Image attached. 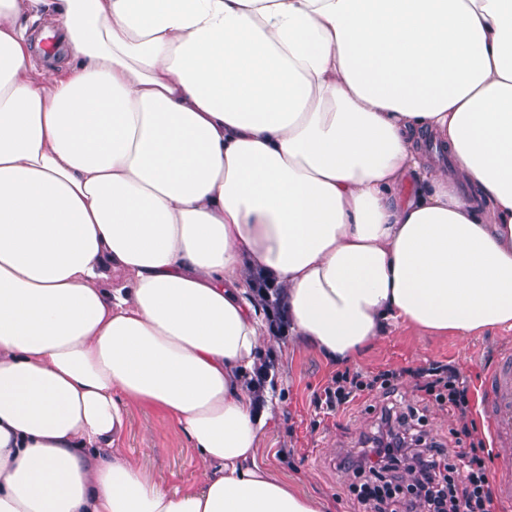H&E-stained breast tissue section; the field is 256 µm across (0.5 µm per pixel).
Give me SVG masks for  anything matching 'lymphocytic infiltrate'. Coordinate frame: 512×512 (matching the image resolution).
<instances>
[{
	"label": "lymphocytic infiltrate",
	"mask_w": 512,
	"mask_h": 512,
	"mask_svg": "<svg viewBox=\"0 0 512 512\" xmlns=\"http://www.w3.org/2000/svg\"><path fill=\"white\" fill-rule=\"evenodd\" d=\"M406 379L426 401L456 417L468 448L450 456L440 445L411 433L407 414L384 408L379 430L366 448L337 462L360 476L353 487L358 500L372 512H499L487 474L490 452L470 427L469 388L454 366L430 362L372 375L344 372L324 388L318 404L329 411L344 409L375 389L396 391Z\"/></svg>",
	"instance_id": "obj_1"
}]
</instances>
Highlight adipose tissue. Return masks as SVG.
<instances>
[{"instance_id": "ef3b65f1", "label": "adipose tissue", "mask_w": 512, "mask_h": 512, "mask_svg": "<svg viewBox=\"0 0 512 512\" xmlns=\"http://www.w3.org/2000/svg\"><path fill=\"white\" fill-rule=\"evenodd\" d=\"M257 271L337 365L512 328V0H0V512H327L261 457ZM123 449L131 462L165 479L173 491L204 468L187 438L159 412L143 406L130 407Z\"/></svg>"}]
</instances>
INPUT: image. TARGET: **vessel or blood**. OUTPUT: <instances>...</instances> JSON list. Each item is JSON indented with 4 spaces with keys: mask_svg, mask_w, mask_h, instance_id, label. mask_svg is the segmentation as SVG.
I'll use <instances>...</instances> for the list:
<instances>
[{
    "mask_svg": "<svg viewBox=\"0 0 512 512\" xmlns=\"http://www.w3.org/2000/svg\"><path fill=\"white\" fill-rule=\"evenodd\" d=\"M482 412L494 445L512 444V362L499 360L487 371Z\"/></svg>",
    "mask_w": 512,
    "mask_h": 512,
    "instance_id": "b4317fda",
    "label": "vessel or blood"
}]
</instances>
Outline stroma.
Returning <instances> with one entry per match:
<instances>
[{
	"label": "stroma",
	"instance_id": "obj_1",
	"mask_svg": "<svg viewBox=\"0 0 512 512\" xmlns=\"http://www.w3.org/2000/svg\"><path fill=\"white\" fill-rule=\"evenodd\" d=\"M508 348L512 349V329L459 338L420 333L397 324L381 343L349 364L348 370L366 374L429 361L452 364L470 387L475 425L483 430L487 422L480 408L481 381L491 363ZM269 354L276 365L287 367L292 382L276 390L281 418L262 442L263 459L276 475L296 482L302 491L325 497L330 512H364L350 491L352 475L336 469L334 462L338 455L362 448L376 431L384 406L422 408L428 436L449 451H457L455 417L436 405H423L413 383L401 384L394 393L373 391L347 409L328 413L317 408L316 400L336 374V366L284 335L276 338ZM124 453L146 472L165 479L174 491L204 468L197 452L174 425L159 412L138 405L130 408Z\"/></svg>",
	"mask_w": 512,
	"mask_h": 512
}]
</instances>
